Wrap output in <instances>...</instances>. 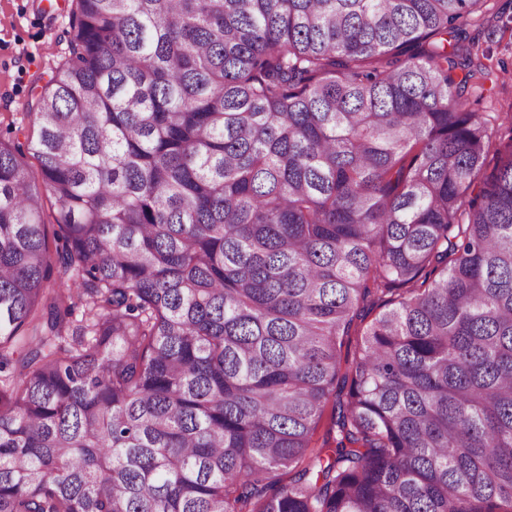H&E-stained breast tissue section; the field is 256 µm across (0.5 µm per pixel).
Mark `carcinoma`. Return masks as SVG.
I'll list each match as a JSON object with an SVG mask.
<instances>
[{"instance_id": "carcinoma-1", "label": "carcinoma", "mask_w": 512, "mask_h": 512, "mask_svg": "<svg viewBox=\"0 0 512 512\" xmlns=\"http://www.w3.org/2000/svg\"><path fill=\"white\" fill-rule=\"evenodd\" d=\"M488 2L72 0L43 185L0 139V512H512Z\"/></svg>"}]
</instances>
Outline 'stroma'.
Instances as JSON below:
<instances>
[{
    "instance_id": "1",
    "label": "stroma",
    "mask_w": 512,
    "mask_h": 512,
    "mask_svg": "<svg viewBox=\"0 0 512 512\" xmlns=\"http://www.w3.org/2000/svg\"><path fill=\"white\" fill-rule=\"evenodd\" d=\"M70 6L56 0H0V137L27 144L38 131L33 94L69 57ZM466 33L493 69L465 89L487 112L512 111V0H490Z\"/></svg>"
}]
</instances>
